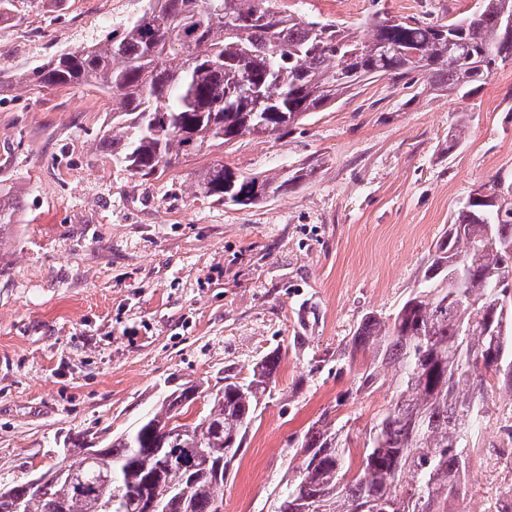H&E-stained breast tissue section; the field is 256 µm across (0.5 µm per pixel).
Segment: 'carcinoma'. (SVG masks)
<instances>
[{"instance_id": "obj_1", "label": "carcinoma", "mask_w": 512, "mask_h": 512, "mask_svg": "<svg viewBox=\"0 0 512 512\" xmlns=\"http://www.w3.org/2000/svg\"><path fill=\"white\" fill-rule=\"evenodd\" d=\"M504 0H482L460 21L363 22L361 37L338 21L306 18L274 0H147L143 14L103 39L55 55L21 75L31 90L94 86L112 97L100 151L133 177L241 137L278 138L336 104L363 81L413 74L463 97L487 82L496 59L512 58ZM314 169L247 174L205 168L202 197L256 206L306 182ZM23 201L0 189V243ZM512 197L478 195L453 216L419 288L386 317L368 313L346 344L349 363L366 352L357 390L393 372L395 395L366 432L324 412L292 443L299 475L276 512H451L471 467L467 448L486 424L487 389L512 390V294L491 280L509 261ZM495 293L496 310L482 298ZM505 319L498 342L488 329ZM281 362L264 354L249 376L229 374L199 419L181 422L197 387L172 392L127 433L97 449L70 498L105 512H224V481L245 447L261 399ZM191 430L175 441L170 430ZM26 512H71L28 482L9 486Z\"/></svg>"}]
</instances>
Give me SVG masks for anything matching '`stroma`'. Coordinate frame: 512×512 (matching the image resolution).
<instances>
[{
	"instance_id": "35a3bbf8",
	"label": "stroma",
	"mask_w": 512,
	"mask_h": 512,
	"mask_svg": "<svg viewBox=\"0 0 512 512\" xmlns=\"http://www.w3.org/2000/svg\"><path fill=\"white\" fill-rule=\"evenodd\" d=\"M362 31L374 12L425 21L472 14L478 0H277ZM146 0H29L0 23V187L26 208L0 244V484L53 466L73 436L133 429L172 391L204 395L281 363L224 486V512H275L293 441L324 411L369 428L391 377L357 392L369 356L344 348L367 313L391 314L469 195L512 193V59L474 95L371 79L277 139L245 136L149 181L97 150L112 99L93 87L39 92L28 68L137 19ZM97 97L92 112L73 103ZM464 137L448 139L456 127ZM221 162L274 174L313 165L294 192L253 207L201 198ZM319 366H312V359ZM196 400L187 414L205 409ZM473 464L512 446V393H489Z\"/></svg>"
}]
</instances>
